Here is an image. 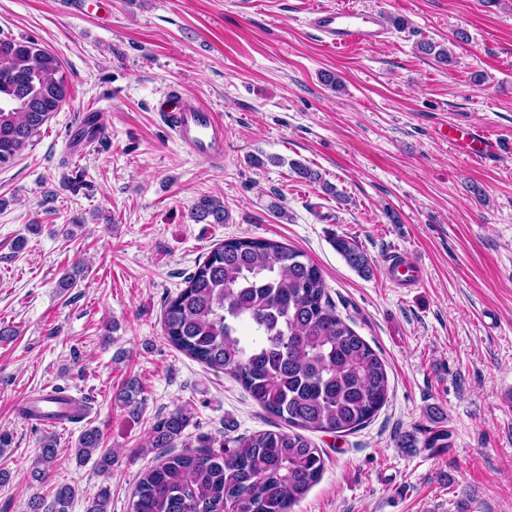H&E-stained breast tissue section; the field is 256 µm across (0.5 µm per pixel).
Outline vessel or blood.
Wrapping results in <instances>:
<instances>
[{
	"mask_svg": "<svg viewBox=\"0 0 512 512\" xmlns=\"http://www.w3.org/2000/svg\"><path fill=\"white\" fill-rule=\"evenodd\" d=\"M311 24L326 46L341 50L353 45H370L381 40L386 29L374 13L351 7H322L312 13ZM162 109L174 136L191 154L203 159L222 155L223 128L216 115L185 93L166 97ZM448 138L461 144L469 157L484 161L499 151V142L489 131L473 126H452Z\"/></svg>",
	"mask_w": 512,
	"mask_h": 512,
	"instance_id": "obj_1",
	"label": "vessel or blood"
}]
</instances>
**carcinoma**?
Here are the masks:
<instances>
[{
	"label": "carcinoma",
	"instance_id": "1",
	"mask_svg": "<svg viewBox=\"0 0 512 512\" xmlns=\"http://www.w3.org/2000/svg\"><path fill=\"white\" fill-rule=\"evenodd\" d=\"M59 59L30 39L0 37V158L16 159L67 100ZM191 218L224 224V202L201 199ZM336 251L360 273L369 259L353 242L334 240ZM163 330L178 351L239 382L269 415L290 426L224 438L183 437L189 417L176 410L153 427L149 447L161 460L137 481L131 512H292L321 478L325 460L304 432L350 434L364 427L388 399L383 360L336 313L321 269L303 252L279 241L232 238L213 247L167 300ZM26 417L65 420L78 409L68 397ZM101 443L85 430L76 457L84 461ZM219 445L221 451L212 450ZM186 448L174 454L170 449ZM56 458L44 444L35 473ZM74 490L60 487L54 512H67Z\"/></svg>",
	"mask_w": 512,
	"mask_h": 512
}]
</instances>
